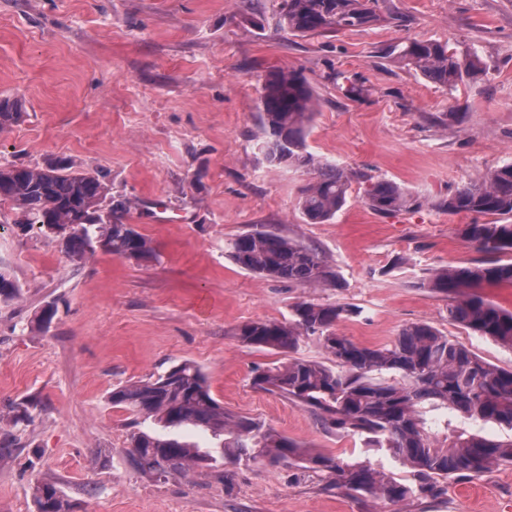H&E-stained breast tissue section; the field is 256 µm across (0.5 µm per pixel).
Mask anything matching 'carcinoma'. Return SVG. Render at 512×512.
Returning <instances> with one entry per match:
<instances>
[{
	"mask_svg": "<svg viewBox=\"0 0 512 512\" xmlns=\"http://www.w3.org/2000/svg\"><path fill=\"white\" fill-rule=\"evenodd\" d=\"M371 3L281 0L278 25L297 36L355 31L379 20ZM399 58L429 82L450 90L481 69L477 55L461 56L449 45L431 40L409 41ZM260 105L265 137L260 150L266 161L312 171L299 201L307 223L334 219L346 205L355 177L366 182V201L374 211L422 206L419 196L390 179L356 175L308 152L315 98L300 73H269ZM19 118L17 104L0 99V130ZM6 202L15 210L14 223L52 238L73 262L98 251L134 261L155 254L151 240L124 221L129 200L112 195V186L100 172L0 164V204ZM434 207L449 214L494 217L490 222L466 224L461 231L487 258L438 269L426 286L452 298L451 321L512 348V311L487 302L480 293L485 284L512 285V261L499 259L500 254L512 252V163L435 201ZM48 224H74L78 230L55 235L46 229ZM227 247L235 264L261 278L340 287L336 272L318 249L278 232L256 228L231 239ZM20 294L18 283L0 270V300ZM355 313L347 306L302 300L292 306L291 318L248 321L238 325L234 335L246 345L283 355L281 361L255 370L253 387L310 409L328 429L365 438L368 447L388 452L406 466L407 477L399 479L377 465L309 450L259 421L232 414L213 397L203 370L188 360L155 379L112 390L114 407L151 418L164 428H191L209 436L208 443L201 445L180 434L140 430L131 437L135 467L148 477L166 480L226 464L267 462L313 473L330 490L399 503L435 495L440 479H472L495 465L512 464V440L493 441L466 432L440 439L430 434L424 418L425 408H444L468 420L512 429V369L488 364L426 323L403 326L384 345L356 343L336 330L342 317ZM310 342L325 351L327 361L300 354ZM32 499L34 512H72L70 502L53 484L36 483Z\"/></svg>",
	"mask_w": 512,
	"mask_h": 512,
	"instance_id": "cac0c4a2",
	"label": "carcinoma"
}]
</instances>
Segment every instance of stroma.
Here are the masks:
<instances>
[{"label": "stroma", "mask_w": 512, "mask_h": 512, "mask_svg": "<svg viewBox=\"0 0 512 512\" xmlns=\"http://www.w3.org/2000/svg\"><path fill=\"white\" fill-rule=\"evenodd\" d=\"M278 3L0 0V99L21 112L0 131V163L65 161L105 174L157 254L136 263L99 252L76 266L49 239L22 234L0 206V269L21 288L0 302V414L36 404L32 421L0 423L11 448L0 458V512H34L38 481L55 483L74 512H512V464L394 504L261 463L227 482L216 471L158 481L131 462L132 434L154 423L113 407V388L183 360L233 414L311 450L368 460L362 438L251 385L255 368L279 356L243 344L234 328L287 320L301 299L357 308L336 329L361 344L426 323L512 369V349L452 322L447 297L424 285L435 269L482 258L461 234L471 215L434 202L512 160V0H377L375 25L308 36L277 26ZM412 39L477 54L485 70L437 87L393 54ZM274 70L300 72L314 91L309 152L391 179L426 205L377 213L356 181L334 220L305 223L307 171L269 164L257 146L260 91ZM260 226L317 248L340 287L237 266L227 241ZM50 303L49 331H32ZM425 418L439 436L512 439L511 428L444 409Z\"/></svg>", "instance_id": "obj_1"}]
</instances>
